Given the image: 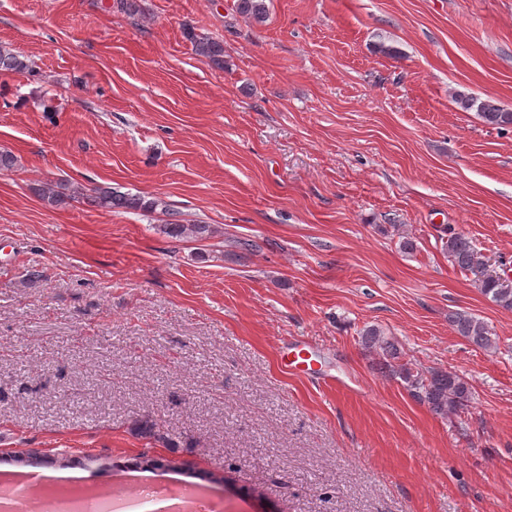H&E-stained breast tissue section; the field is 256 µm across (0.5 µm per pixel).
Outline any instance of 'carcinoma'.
Instances as JSON below:
<instances>
[{"label": "carcinoma", "instance_id": "1", "mask_svg": "<svg viewBox=\"0 0 512 512\" xmlns=\"http://www.w3.org/2000/svg\"><path fill=\"white\" fill-rule=\"evenodd\" d=\"M236 11L241 16L261 23L266 18V0H237ZM186 38L196 54L207 58L216 68L224 69V43L218 39L200 35L188 29ZM30 65L24 55L7 45L0 44V75L24 74ZM457 106L467 112L474 110L480 120L497 129L512 128V110L501 106L495 99H480L458 92L454 96ZM34 193L51 207H63L72 201L84 199L88 204L108 212L119 210L153 211L162 201L141 195L121 193L110 187H98L84 193L66 183H44L33 188ZM167 220L163 230L176 237L206 239L213 230L209 224H183L178 214L164 209ZM448 258L461 270L473 276V283L482 295L504 310H512V282L490 268L483 254L472 240L462 232H451L444 242ZM454 332L478 348L494 353L498 350L496 339L488 324L467 311H456L448 315ZM361 343L368 352L382 357L381 365L391 376L404 382L413 398L428 407L441 418L457 416L465 410L472 399L469 382L455 372L447 370L423 371L400 361L401 354L394 342L376 326L366 327L361 333Z\"/></svg>", "mask_w": 512, "mask_h": 512}]
</instances>
